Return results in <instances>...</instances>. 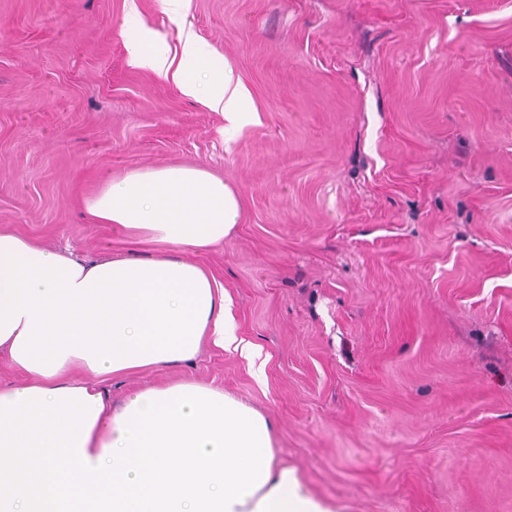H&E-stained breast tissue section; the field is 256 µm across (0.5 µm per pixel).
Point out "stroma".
<instances>
[{
  "instance_id": "35a3bbf8",
  "label": "stroma",
  "mask_w": 512,
  "mask_h": 512,
  "mask_svg": "<svg viewBox=\"0 0 512 512\" xmlns=\"http://www.w3.org/2000/svg\"><path fill=\"white\" fill-rule=\"evenodd\" d=\"M159 0H0V227L85 259L145 257L85 201L196 165L240 220L197 254L239 346L112 380L188 376L276 426L334 512H512V0H185L256 117L132 67Z\"/></svg>"
}]
</instances>
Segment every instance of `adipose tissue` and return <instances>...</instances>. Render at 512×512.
Instances as JSON below:
<instances>
[{"label": "adipose tissue", "mask_w": 512, "mask_h": 512, "mask_svg": "<svg viewBox=\"0 0 512 512\" xmlns=\"http://www.w3.org/2000/svg\"><path fill=\"white\" fill-rule=\"evenodd\" d=\"M182 32L179 55L137 12L121 26L131 66L220 112L253 115L230 62L199 36L182 0H160ZM86 208L148 258L89 261L0 231V356L21 374L0 386V512H329L274 459V423L191 378L129 394L113 377L185 364L202 341H235L230 299L189 259L240 217L236 190L196 166L104 179Z\"/></svg>", "instance_id": "ef3b65f1"}]
</instances>
